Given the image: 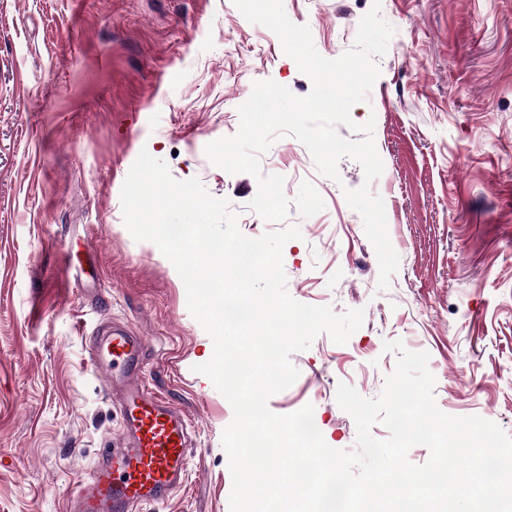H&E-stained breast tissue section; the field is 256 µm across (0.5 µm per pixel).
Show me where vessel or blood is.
Masks as SVG:
<instances>
[{"mask_svg":"<svg viewBox=\"0 0 512 512\" xmlns=\"http://www.w3.org/2000/svg\"><path fill=\"white\" fill-rule=\"evenodd\" d=\"M88 354L110 386L120 390L124 436L121 447L102 449L93 471L73 492L68 512H139L143 504L165 502L188 476L187 417L142 385L144 338L101 324L89 335Z\"/></svg>","mask_w":512,"mask_h":512,"instance_id":"vessel-or-blood-1","label":"vessel or blood"}]
</instances>
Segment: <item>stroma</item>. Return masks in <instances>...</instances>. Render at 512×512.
Returning a JSON list of instances; mask_svg holds the SVG:
<instances>
[{
  "label": "stroma",
  "instance_id": "35a3bbf8",
  "mask_svg": "<svg viewBox=\"0 0 512 512\" xmlns=\"http://www.w3.org/2000/svg\"><path fill=\"white\" fill-rule=\"evenodd\" d=\"M376 1L394 33L367 101L336 131L354 140L374 121L383 173L365 183L345 157L332 180L304 143L280 137L259 159L284 176L290 208L266 221L248 208L256 179L212 165L205 148L237 132L254 82L310 93L272 30L233 0H0V512H66L105 441L120 443L84 336L106 317L147 341L144 385L192 422L185 484L142 512H230L233 409L195 370L213 342L171 261L123 220L121 188L144 149L227 199L247 237L298 227L283 247L295 300L364 311L346 343L322 333L291 354L299 376L270 397L273 413L313 405L325 443L354 449L337 388L379 396L399 358L384 344L398 340L428 353L442 412L512 436V0L283 6L335 59ZM364 185L384 202L400 259L384 290L343 194ZM66 252L81 274L65 271Z\"/></svg>",
  "mask_w": 512,
  "mask_h": 512
}]
</instances>
